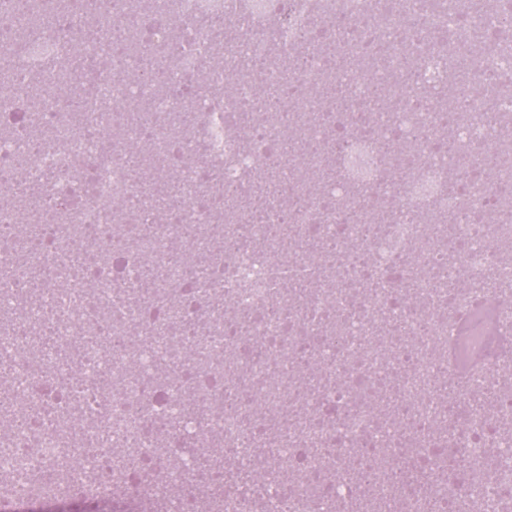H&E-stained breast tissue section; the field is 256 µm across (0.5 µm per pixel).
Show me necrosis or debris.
<instances>
[{"instance_id": "obj_1", "label": "necrosis or debris", "mask_w": 512, "mask_h": 512, "mask_svg": "<svg viewBox=\"0 0 512 512\" xmlns=\"http://www.w3.org/2000/svg\"><path fill=\"white\" fill-rule=\"evenodd\" d=\"M35 12L47 23L25 29ZM224 18L261 60L230 98L213 62L224 48L213 22ZM337 18L347 26L335 32V64L322 28ZM397 25L392 0H169L164 11L155 0H72L63 14L56 0H0V65L11 73L0 94V364L29 409L0 434L10 500L53 512L57 477L73 464L99 495L104 468L190 463L218 447L233 452L238 486L205 491L212 512L255 500L264 512H349L433 476L442 506L512 512L511 440L498 437L500 469L484 478L488 436L512 423V309H493L498 337L480 333L468 370L452 341L487 275L512 285V205L498 202L512 178L448 189L502 142L467 117L512 111V56L465 14L427 8L405 37H384ZM440 34L451 37L443 52ZM62 57L65 72L54 67ZM132 68L163 78L130 86ZM59 82L74 94L58 99ZM371 83L384 140L354 133ZM441 89L444 112L429 106ZM119 94L127 110H115ZM289 130L338 178L293 177L304 205L246 209L282 167L275 146ZM132 142L156 170L185 173L177 204L133 180ZM399 159L414 182L378 193ZM69 192L73 206L56 207ZM446 211L453 224H439ZM301 242L322 245L320 267L296 253ZM176 246L206 263L207 283L186 290ZM89 277L98 292L84 289ZM456 374V391L438 397L436 381ZM490 387L501 404L472 408ZM448 447L461 455L456 477L438 472ZM268 448L292 481L276 471L265 487L248 481Z\"/></svg>"}]
</instances>
